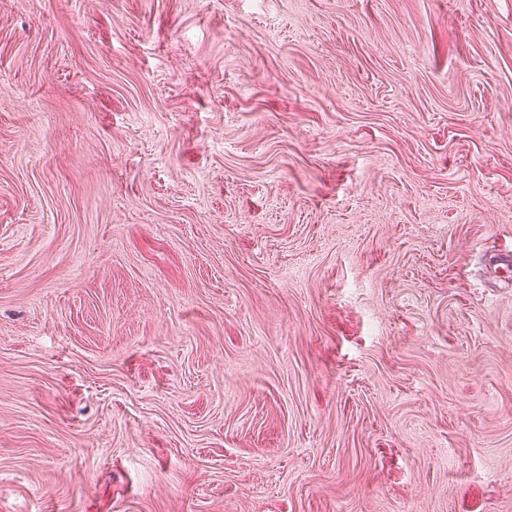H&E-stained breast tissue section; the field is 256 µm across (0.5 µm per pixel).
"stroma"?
Returning a JSON list of instances; mask_svg holds the SVG:
<instances>
[{
	"label": "stroma",
	"mask_w": 512,
	"mask_h": 512,
	"mask_svg": "<svg viewBox=\"0 0 512 512\" xmlns=\"http://www.w3.org/2000/svg\"><path fill=\"white\" fill-rule=\"evenodd\" d=\"M0 512H512V0H0Z\"/></svg>",
	"instance_id": "stroma-1"
}]
</instances>
